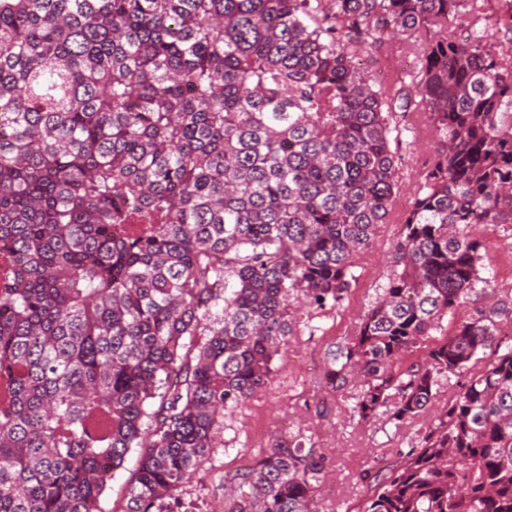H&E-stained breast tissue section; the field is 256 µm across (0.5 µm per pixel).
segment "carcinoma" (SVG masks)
<instances>
[{
    "label": "carcinoma",
    "mask_w": 512,
    "mask_h": 512,
    "mask_svg": "<svg viewBox=\"0 0 512 512\" xmlns=\"http://www.w3.org/2000/svg\"><path fill=\"white\" fill-rule=\"evenodd\" d=\"M490 2L0 0V512H103L133 449L123 512H175L296 309L340 304L387 223L401 89L355 63L386 37L418 58L401 109L418 96L437 147L325 380L398 428L467 374L364 512H512L509 301L396 369L487 282L477 229L512 224V69L488 36L512 10ZM326 461L275 439L225 512H316Z\"/></svg>",
    "instance_id": "obj_1"
}]
</instances>
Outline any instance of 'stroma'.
I'll return each instance as SVG.
<instances>
[{
  "label": "stroma",
  "mask_w": 512,
  "mask_h": 512,
  "mask_svg": "<svg viewBox=\"0 0 512 512\" xmlns=\"http://www.w3.org/2000/svg\"><path fill=\"white\" fill-rule=\"evenodd\" d=\"M361 63L373 75L392 70L406 90L414 88L417 60L397 46L387 43L379 50L362 52ZM395 121L399 134L394 150L402 178L397 197L410 201L435 141L425 114L411 112L396 116ZM405 215V210L392 209L376 242L360 253L357 280L344 300L303 315L294 324L288 350L277 360V370L267 384L244 407L225 412L220 445L210 450L202 481L186 484L180 495L186 512H224L225 503L234 495L225 475L251 466L282 435L301 437L306 446L317 448L330 460L317 499L320 512H361L376 491L375 482L363 480V471L400 464L402 452L408 451L415 436V426L395 427L385 414L358 422L351 410L356 386L329 391L323 373L330 350L354 337L360 319L392 275V245L401 234ZM482 235L489 244L482 259L484 282L477 284L456 319L445 320L424 347L406 354L404 364L423 360L427 347L452 334L457 320L474 314L488 296L512 295V224L486 225Z\"/></svg>",
  "instance_id": "obj_1"
}]
</instances>
